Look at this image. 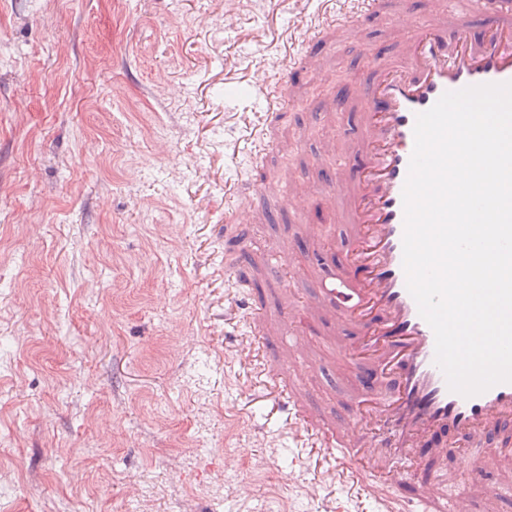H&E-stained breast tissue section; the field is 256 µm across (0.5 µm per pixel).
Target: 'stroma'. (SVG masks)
Segmentation results:
<instances>
[{
  "label": "stroma",
  "instance_id": "1",
  "mask_svg": "<svg viewBox=\"0 0 512 512\" xmlns=\"http://www.w3.org/2000/svg\"><path fill=\"white\" fill-rule=\"evenodd\" d=\"M397 0H382L383 11ZM338 0H0V512H392L414 482L382 497L310 467L304 439L264 388L279 336L245 346L236 297L274 318L311 304L348 240L322 204L276 206L296 178L318 188L335 121L365 56L396 36L382 13L307 44L297 22ZM311 56L313 67L293 66ZM293 93L268 125L272 147L238 152L259 122L257 69ZM268 194L252 204L261 247L224 278V186L242 169ZM327 241L313 252L303 233ZM286 249V265L269 257ZM324 344L307 392L332 418L356 413L366 365ZM420 448L418 475L448 499L488 486L468 512H512V448L468 469ZM241 457L224 468L225 453Z\"/></svg>",
  "mask_w": 512,
  "mask_h": 512
}]
</instances>
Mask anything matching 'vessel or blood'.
<instances>
[{"label": "vessel or blood", "instance_id": "vessel-or-blood-1", "mask_svg": "<svg viewBox=\"0 0 512 512\" xmlns=\"http://www.w3.org/2000/svg\"><path fill=\"white\" fill-rule=\"evenodd\" d=\"M488 20L481 40L466 29L473 17ZM402 35L397 53L365 60L364 74L353 85L363 101L352 130L358 136L357 163H340L335 178L319 191H302L283 199L284 207L304 213L313 197L338 205L350 247L343 262L317 284L338 334L354 331L355 342L337 345L339 360L358 358L390 385L389 393H366L358 413L327 427L324 419L304 420L313 445L326 462H342L350 482L377 491L379 477L402 482L412 475L411 456L431 433L450 428L468 446L496 449L489 431L512 421V383L463 397L451 392L435 363V336L406 286L403 270L404 209L402 193L414 149L417 114L430 109L448 91L512 81V0H462L449 11L448 0H434L427 18L406 5L387 17ZM264 117H279L289 99L287 87L261 81ZM231 217L243 221L256 184L240 181L231 189ZM316 312L303 307L281 314L288 336L279 363L270 367V392L289 413L306 403L308 374L296 371L299 337L310 329ZM416 499L422 512H461L462 502L448 504L433 483L420 484Z\"/></svg>", "mask_w": 512, "mask_h": 512}]
</instances>
